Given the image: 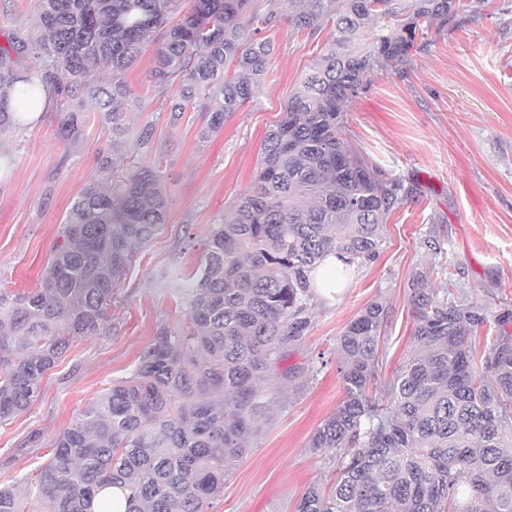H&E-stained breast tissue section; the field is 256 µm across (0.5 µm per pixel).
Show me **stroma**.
Here are the masks:
<instances>
[{"mask_svg": "<svg viewBox=\"0 0 512 512\" xmlns=\"http://www.w3.org/2000/svg\"><path fill=\"white\" fill-rule=\"evenodd\" d=\"M469 3L456 21L433 29L412 59L373 75L349 103L353 147L413 194L383 225L378 258L353 266L332 297L313 294L310 326L288 343L271 375L269 408L250 451L226 471L224 492L208 512H294L310 484L329 479L327 457L308 443L344 398L337 338L368 304L384 301L383 373L392 375L411 345L406 287L417 269H440L441 281L479 300L489 319L512 313V0ZM264 35L274 48L267 75L206 136V118L195 109L171 122L170 102L150 78L153 47L128 73L139 107L128 115L122 149L158 172L168 219L138 247L112 304L111 333L74 343L35 405L0 424V482L35 476L58 430L112 381L130 376L160 327L184 322L187 300L172 295L159 274L174 264L197 272L201 242L250 190L264 136L324 52L331 26L295 29L279 0ZM58 127L51 107L38 122L0 136L7 150L0 161V284L14 292L36 288L67 211L97 174L99 152L112 148L101 112L85 114L79 143L62 140ZM145 128L153 138L143 150L136 139ZM429 239L434 247H426Z\"/></svg>", "mask_w": 512, "mask_h": 512, "instance_id": "stroma-1", "label": "stroma"}]
</instances>
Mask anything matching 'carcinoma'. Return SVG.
I'll list each match as a JSON object with an SVG mask.
<instances>
[{"label":"carcinoma","mask_w":512,"mask_h":512,"mask_svg":"<svg viewBox=\"0 0 512 512\" xmlns=\"http://www.w3.org/2000/svg\"><path fill=\"white\" fill-rule=\"evenodd\" d=\"M297 29L333 34L267 131L255 186L224 211L192 279L162 281L189 298L187 322L158 330L135 371L88 401L54 438L30 483L34 506L0 485V512H91L95 491L120 484L129 512H207L226 468L249 452L268 409L270 370L310 324L311 273L329 256L375 260L381 226L412 189L385 176L348 138L346 107L372 75L410 57L467 0H287ZM276 16L256 0H40L37 27L0 46V135L18 122L9 98L29 55L62 112L59 134L79 138L93 107L111 126L100 159L65 215L60 240L29 293L0 287V422L39 399L43 379L73 343L112 332V300L134 258L167 222L155 169L120 151L135 101L127 72L157 42L151 77L208 112L205 132L251 98L269 69L257 38ZM412 275V344L380 377L388 311L367 305L341 333L344 398L309 448L327 454L331 488L309 486L296 512H512V319L495 320L483 354L469 343L488 323L477 300Z\"/></svg>","instance_id":"obj_1"}]
</instances>
